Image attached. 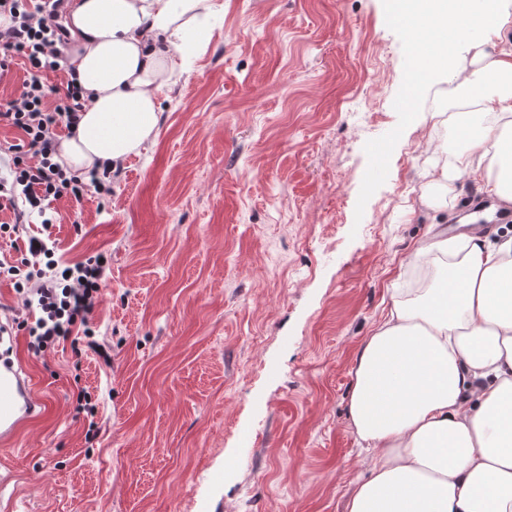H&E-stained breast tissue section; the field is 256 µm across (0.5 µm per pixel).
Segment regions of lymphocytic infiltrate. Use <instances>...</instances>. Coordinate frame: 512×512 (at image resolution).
<instances>
[{"label":"lymphocytic infiltrate","mask_w":512,"mask_h":512,"mask_svg":"<svg viewBox=\"0 0 512 512\" xmlns=\"http://www.w3.org/2000/svg\"><path fill=\"white\" fill-rule=\"evenodd\" d=\"M64 0H0V77L7 75L15 58L29 68L19 94L0 105V124L16 129L18 143L0 147V209L14 213L15 224L27 223L47 203L66 197L82 202L88 194L105 193L97 174L81 177L55 162L60 131H73L86 100L73 79L47 85L46 73L61 70L63 50L71 34L61 19ZM30 269L17 284L26 308L39 315L29 328V349L41 353L74 330L91 336L90 318L99 302L100 283L108 261L103 255L87 257L66 267L61 275L46 273L39 257L49 255L45 241L30 238Z\"/></svg>","instance_id":"1"}]
</instances>
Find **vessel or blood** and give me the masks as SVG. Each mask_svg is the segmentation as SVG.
I'll use <instances>...</instances> for the list:
<instances>
[{"mask_svg": "<svg viewBox=\"0 0 512 512\" xmlns=\"http://www.w3.org/2000/svg\"><path fill=\"white\" fill-rule=\"evenodd\" d=\"M43 412L21 362L0 360V446L13 447L23 426Z\"/></svg>", "mask_w": 512, "mask_h": 512, "instance_id": "vessel-or-blood-1", "label": "vessel or blood"}]
</instances>
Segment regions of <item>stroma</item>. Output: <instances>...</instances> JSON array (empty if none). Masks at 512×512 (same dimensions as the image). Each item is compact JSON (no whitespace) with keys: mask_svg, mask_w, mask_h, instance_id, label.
I'll return each instance as SVG.
<instances>
[{"mask_svg":"<svg viewBox=\"0 0 512 512\" xmlns=\"http://www.w3.org/2000/svg\"><path fill=\"white\" fill-rule=\"evenodd\" d=\"M204 48L112 197L33 217L59 266L110 259L93 313L40 355L11 278L0 319L47 404L0 449V512H343L371 467L351 431L354 357L408 285L441 88L412 89L390 0H208ZM453 149L455 124L441 127ZM87 390L94 417L76 410Z\"/></svg>","mask_w":512,"mask_h":512,"instance_id":"1","label":"stroma"}]
</instances>
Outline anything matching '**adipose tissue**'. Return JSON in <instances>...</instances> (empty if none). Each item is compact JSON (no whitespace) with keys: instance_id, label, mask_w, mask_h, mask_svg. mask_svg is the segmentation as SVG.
Returning <instances> with one entry per match:
<instances>
[{"instance_id":"adipose-tissue-1","label":"adipose tissue","mask_w":512,"mask_h":512,"mask_svg":"<svg viewBox=\"0 0 512 512\" xmlns=\"http://www.w3.org/2000/svg\"><path fill=\"white\" fill-rule=\"evenodd\" d=\"M203 0H72L69 63L91 99L56 161L78 172L140 154L156 138L157 99L175 64L204 44ZM423 64L412 87L447 85L436 128L468 100L465 147L438 135L423 204L448 210L451 183H483L512 208V0H392ZM495 52L457 62L473 33ZM428 288L407 289L358 351L348 414L359 448L372 455L345 512H512V236L450 239L439 231L415 250Z\"/></svg>"}]
</instances>
